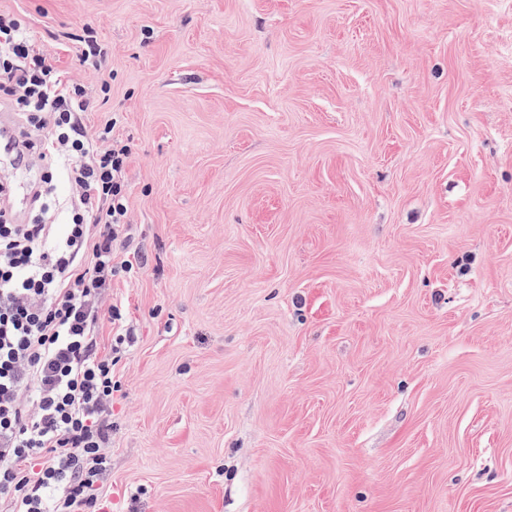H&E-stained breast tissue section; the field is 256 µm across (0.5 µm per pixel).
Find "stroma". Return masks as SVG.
<instances>
[{
	"label": "stroma",
	"instance_id": "stroma-1",
	"mask_svg": "<svg viewBox=\"0 0 512 512\" xmlns=\"http://www.w3.org/2000/svg\"><path fill=\"white\" fill-rule=\"evenodd\" d=\"M0 10L132 146L104 512H512V0Z\"/></svg>",
	"mask_w": 512,
	"mask_h": 512
}]
</instances>
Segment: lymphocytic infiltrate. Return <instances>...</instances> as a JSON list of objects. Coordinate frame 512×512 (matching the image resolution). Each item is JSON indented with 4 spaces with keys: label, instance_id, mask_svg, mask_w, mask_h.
I'll return each mask as SVG.
<instances>
[{
    "label": "lymphocytic infiltrate",
    "instance_id": "lymphocytic-infiltrate-1",
    "mask_svg": "<svg viewBox=\"0 0 512 512\" xmlns=\"http://www.w3.org/2000/svg\"><path fill=\"white\" fill-rule=\"evenodd\" d=\"M0 101L20 112L24 148L46 167L25 223L0 212V500L7 512H102L112 444L113 356L98 351L117 306L102 299L129 230L130 145L116 117L95 130L96 102L36 50L23 15L0 11ZM64 175L72 193L53 196ZM66 213L63 230L51 222Z\"/></svg>",
    "mask_w": 512,
    "mask_h": 512
}]
</instances>
